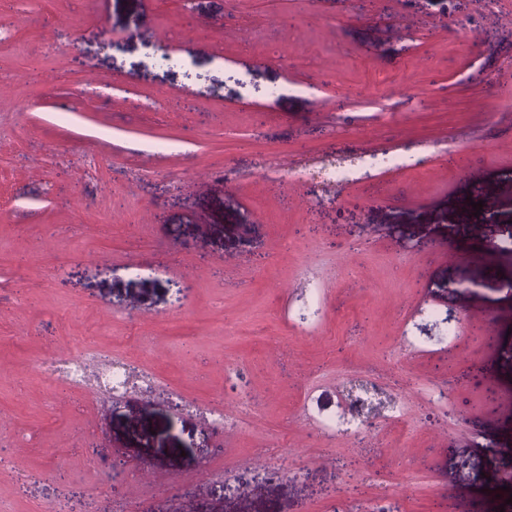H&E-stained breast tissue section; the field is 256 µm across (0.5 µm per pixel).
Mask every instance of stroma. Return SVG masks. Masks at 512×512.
Here are the masks:
<instances>
[{"mask_svg":"<svg viewBox=\"0 0 512 512\" xmlns=\"http://www.w3.org/2000/svg\"><path fill=\"white\" fill-rule=\"evenodd\" d=\"M346 8L0 0V512H512V0ZM87 361L97 362L102 365V378L105 387H116L119 392L125 393L136 391L142 395H148L154 392L156 383L148 375H144L139 381L132 382L130 375L123 368L119 361L112 360L106 363L100 352L93 349H87L83 358H76L66 361L62 370L66 378L73 383L82 380ZM129 382V384H127ZM357 394L347 397L342 410L333 416H327L320 420V427L335 429L341 423L349 421L356 425L363 426L367 419L366 407L359 401Z\"/></svg>","mask_w":512,"mask_h":512,"instance_id":"obj_1","label":"stroma"}]
</instances>
